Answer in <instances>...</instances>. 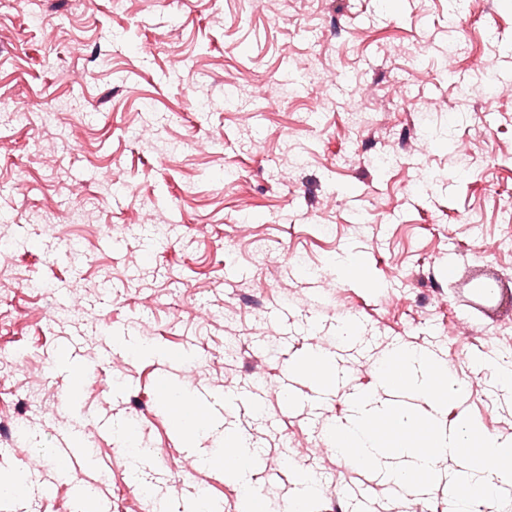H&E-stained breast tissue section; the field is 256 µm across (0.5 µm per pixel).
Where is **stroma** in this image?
Segmentation results:
<instances>
[{
	"label": "stroma",
	"instance_id": "35a3bbf8",
	"mask_svg": "<svg viewBox=\"0 0 512 512\" xmlns=\"http://www.w3.org/2000/svg\"><path fill=\"white\" fill-rule=\"evenodd\" d=\"M399 351L448 360L463 394L380 380ZM1 355L25 368H0V473L29 489L0 512H81L88 485L185 512L189 484L241 512L230 434L258 512L306 477L313 512H448L482 477L470 448L423 489L394 473L465 424L512 439V0H0ZM362 394L430 436L337 455ZM66 430L86 453L62 467ZM235 444L233 448H238V454L229 464L235 479L241 484L242 488L249 487L247 479V455L249 453V446L241 436H232Z\"/></svg>",
	"mask_w": 512,
	"mask_h": 512
}]
</instances>
